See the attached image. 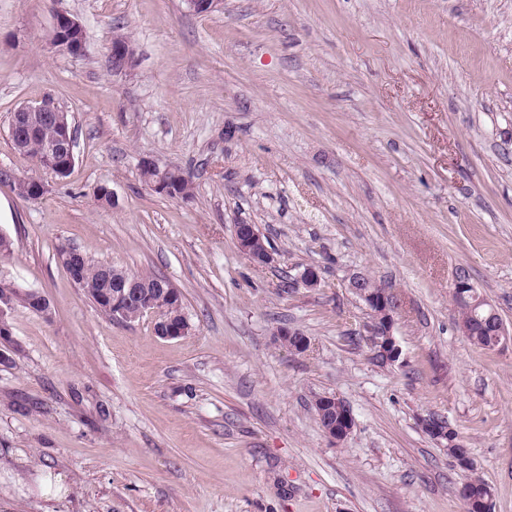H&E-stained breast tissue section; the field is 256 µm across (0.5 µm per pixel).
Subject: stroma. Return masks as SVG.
<instances>
[{"label": "stroma", "instance_id": "35a3bbf8", "mask_svg": "<svg viewBox=\"0 0 512 512\" xmlns=\"http://www.w3.org/2000/svg\"><path fill=\"white\" fill-rule=\"evenodd\" d=\"M61 14L83 53L51 43ZM118 35L135 58L117 73ZM45 98L72 121L63 179L9 136ZM145 156L193 196L157 194ZM0 169L46 185L27 200L0 181V278L51 306L9 317L0 512H464L467 474L426 415L512 512V340L475 346L453 296L468 273L512 331V0H0ZM62 246L164 277L191 332L104 315ZM358 273L399 300L396 362L371 346ZM324 395L352 410L343 441L318 423ZM170 183L165 190L154 189L156 193L171 198L189 199L194 192V185L189 176L179 169H173L170 176ZM251 227L249 229L235 226V236L237 244L243 251L247 252L253 260L259 265H268L274 261V257L271 251L266 245L267 241L262 236V242L260 243L259 233L256 231L252 224H247ZM420 423L424 432L441 448H452L454 458L462 470L471 472L459 491L460 497L464 501L465 506H467V498L464 496L462 489H467L474 493H481L485 489H490L488 484L473 472L474 469L473 466H471L472 459L469 448L460 441L459 436H449V432L454 429L450 427L448 423L447 425H439L436 418L433 416L421 418Z\"/></svg>", "mask_w": 512, "mask_h": 512}]
</instances>
